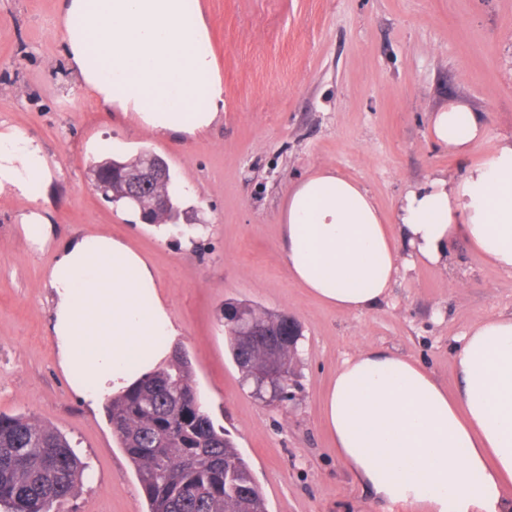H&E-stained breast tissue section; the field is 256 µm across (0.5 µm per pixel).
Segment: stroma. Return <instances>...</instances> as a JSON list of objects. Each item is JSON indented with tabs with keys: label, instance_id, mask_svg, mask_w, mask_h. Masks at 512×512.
Wrapping results in <instances>:
<instances>
[{
	"label": "stroma",
	"instance_id": "35a3bbf8",
	"mask_svg": "<svg viewBox=\"0 0 512 512\" xmlns=\"http://www.w3.org/2000/svg\"><path fill=\"white\" fill-rule=\"evenodd\" d=\"M224 82V109L194 139L157 137L87 94L59 31L60 0H0V124L34 137L56 168L44 207L50 246L27 243L25 200L0 196V414H31L86 465L63 512H146L134 466L105 413L88 410L58 361L44 286L55 246L109 233L148 258L180 330L201 400L250 463L267 512H416L376 500L339 458L323 414L337 367L360 349L418 360L455 386L454 348L487 315H512V271L458 244L447 266L402 275L376 309L337 312L294 283L279 212L314 168L363 184L382 211L459 160L429 136L432 112L458 102L512 137V0H201ZM169 163L198 211L192 226L143 224L93 185L92 139ZM245 301L302 330L293 400L255 398L227 347L224 304Z\"/></svg>",
	"mask_w": 512,
	"mask_h": 512
}]
</instances>
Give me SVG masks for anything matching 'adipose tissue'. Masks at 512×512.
Wrapping results in <instances>:
<instances>
[{
  "label": "adipose tissue",
  "mask_w": 512,
  "mask_h": 512,
  "mask_svg": "<svg viewBox=\"0 0 512 512\" xmlns=\"http://www.w3.org/2000/svg\"><path fill=\"white\" fill-rule=\"evenodd\" d=\"M71 70L90 95L156 136L195 137L224 104L200 0H62ZM435 142L463 159L455 180L406 190L394 212L329 166L289 190L280 222L293 280L336 311L377 308L404 269L447 265L456 243L512 271V138L481 162L490 136L462 103L434 112ZM35 138L0 127V196L28 202L19 216L31 248L52 234L41 208L51 179ZM50 330L60 366L89 407L168 363L178 334L144 256L103 233L69 238L47 273ZM448 394L415 359L361 350L337 367L324 405L340 459L383 502L424 512H512V316L488 315L455 349Z\"/></svg>",
  "instance_id": "adipose-tissue-1"
}]
</instances>
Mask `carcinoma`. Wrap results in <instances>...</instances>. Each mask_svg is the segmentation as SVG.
Returning a JSON list of instances; mask_svg holds the SVG:
<instances>
[{"label":"carcinoma","instance_id":"cac0c4a2","mask_svg":"<svg viewBox=\"0 0 512 512\" xmlns=\"http://www.w3.org/2000/svg\"><path fill=\"white\" fill-rule=\"evenodd\" d=\"M170 170L153 152L133 160L105 159L94 165L96 183L111 202L126 208L128 178L147 160ZM228 348L245 381L265 355L263 343L243 341L254 323L280 338L278 357L292 366L298 349L288 317L259 311L245 302L224 303ZM106 414L120 448L136 468L148 512H266L263 492L234 440L215 427L204 409L185 352L110 399ZM85 465L67 437L32 415H0V506L7 512H58L74 497Z\"/></svg>","mask_w":512,"mask_h":512}]
</instances>
